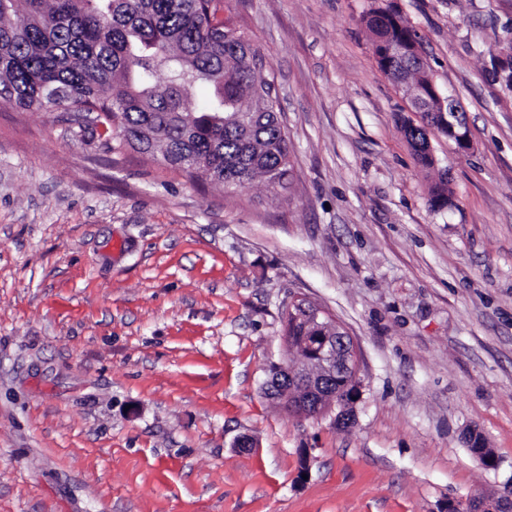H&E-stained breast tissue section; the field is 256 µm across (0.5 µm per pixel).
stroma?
<instances>
[{"mask_svg":"<svg viewBox=\"0 0 512 512\" xmlns=\"http://www.w3.org/2000/svg\"><path fill=\"white\" fill-rule=\"evenodd\" d=\"M228 2L280 89L287 190L192 183L69 113L0 105V512H448L503 492L512 91L493 59L512 0ZM375 8L466 115L468 152L432 139L450 207L429 203ZM297 297L358 350L351 427L266 393Z\"/></svg>","mask_w":512,"mask_h":512,"instance_id":"1","label":"stroma"}]
</instances>
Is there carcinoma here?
Segmentation results:
<instances>
[{"label":"carcinoma","instance_id":"cac0c4a2","mask_svg":"<svg viewBox=\"0 0 512 512\" xmlns=\"http://www.w3.org/2000/svg\"><path fill=\"white\" fill-rule=\"evenodd\" d=\"M0 0V104L17 112L56 111L76 102L101 126L106 143L157 156L187 180L244 189L262 178L288 188L291 148L275 80L256 78L249 60L265 63L237 26L216 16L214 0ZM379 41L400 39L391 23L366 18ZM417 61L393 65L404 92ZM214 89L205 111L195 108L198 83ZM446 132L430 113L403 126L418 163L434 166L425 126ZM431 205L448 206V178L431 187ZM290 345L311 339L315 324L283 313Z\"/></svg>","mask_w":512,"mask_h":512}]
</instances>
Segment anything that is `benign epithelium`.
<instances>
[{"instance_id": "obj_1", "label": "benign epithelium", "mask_w": 512, "mask_h": 512, "mask_svg": "<svg viewBox=\"0 0 512 512\" xmlns=\"http://www.w3.org/2000/svg\"><path fill=\"white\" fill-rule=\"evenodd\" d=\"M382 54L378 60L382 61L383 72L392 76L388 60L395 53H413L422 57L420 44L414 31L399 42L382 44ZM420 74L424 79L425 94L427 99L435 102L434 111L448 108L450 112L459 111L456 99L451 95H441L432 79L428 75L425 65L419 64ZM448 140L452 141L460 152H467L471 149L469 131L460 128L452 123L448 125ZM297 361L279 366L276 369L277 375L274 378V398L282 403L289 402L294 396V389L298 388L307 395L308 399L314 401L312 411H305V416H319L336 405L339 412L336 421L345 422L352 415L353 397L357 396V371L358 351L351 338L342 331L333 320H325L317 327V336L313 341L298 347ZM346 376L349 386L353 390L345 395L340 393L324 394L326 383L336 378L337 373ZM469 512H512V508L505 503H497L488 498L473 501L469 506Z\"/></svg>"}]
</instances>
